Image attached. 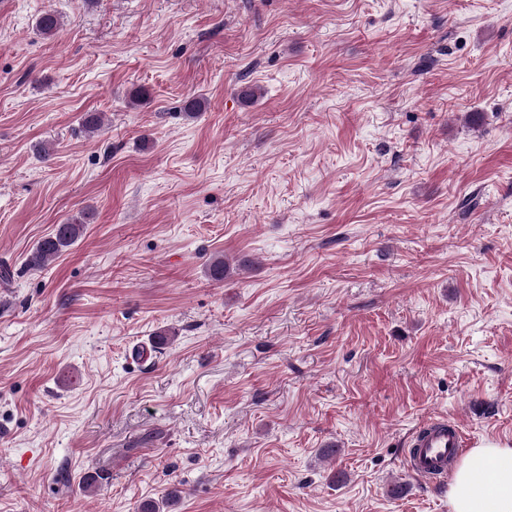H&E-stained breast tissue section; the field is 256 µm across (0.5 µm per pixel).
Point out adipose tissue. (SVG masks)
Wrapping results in <instances>:
<instances>
[{
  "label": "adipose tissue",
  "mask_w": 512,
  "mask_h": 512,
  "mask_svg": "<svg viewBox=\"0 0 512 512\" xmlns=\"http://www.w3.org/2000/svg\"><path fill=\"white\" fill-rule=\"evenodd\" d=\"M450 512H512V448L488 442L471 449L448 486Z\"/></svg>",
  "instance_id": "ef3b65f1"
}]
</instances>
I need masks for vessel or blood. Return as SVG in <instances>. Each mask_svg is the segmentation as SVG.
<instances>
[{"label":"vessel or blood","instance_id":"b4317fda","mask_svg":"<svg viewBox=\"0 0 512 512\" xmlns=\"http://www.w3.org/2000/svg\"><path fill=\"white\" fill-rule=\"evenodd\" d=\"M464 442L455 423L434 419L420 426L412 435L405 462L419 479L446 478L450 461L461 453Z\"/></svg>","mask_w":512,"mask_h":512}]
</instances>
